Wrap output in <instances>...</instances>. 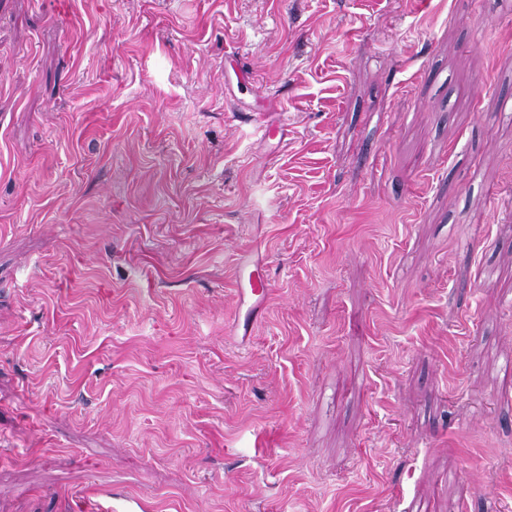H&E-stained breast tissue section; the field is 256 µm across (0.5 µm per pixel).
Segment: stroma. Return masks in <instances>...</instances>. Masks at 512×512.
<instances>
[{
	"mask_svg": "<svg viewBox=\"0 0 512 512\" xmlns=\"http://www.w3.org/2000/svg\"><path fill=\"white\" fill-rule=\"evenodd\" d=\"M57 2L0 0V512H512V0Z\"/></svg>",
	"mask_w": 512,
	"mask_h": 512,
	"instance_id": "35a3bbf8",
	"label": "stroma"
}]
</instances>
